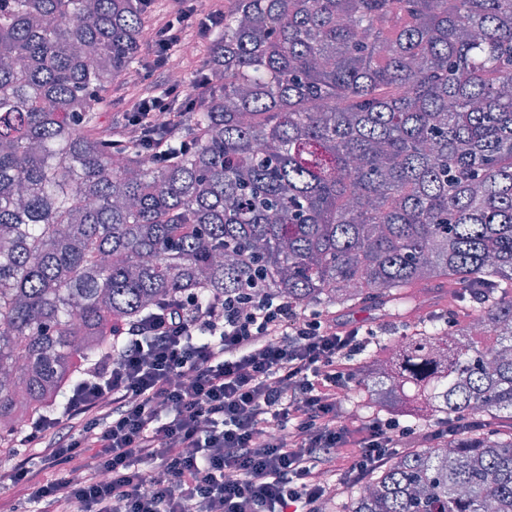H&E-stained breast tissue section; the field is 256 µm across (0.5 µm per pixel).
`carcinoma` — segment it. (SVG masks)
<instances>
[{
  "label": "carcinoma",
  "mask_w": 512,
  "mask_h": 512,
  "mask_svg": "<svg viewBox=\"0 0 512 512\" xmlns=\"http://www.w3.org/2000/svg\"><path fill=\"white\" fill-rule=\"evenodd\" d=\"M145 11L0 0V447L181 290L398 310L451 288L446 315L363 351L356 408L512 420V0H234L161 159L98 125ZM447 447L336 512H512V429Z\"/></svg>",
  "instance_id": "1"
}]
</instances>
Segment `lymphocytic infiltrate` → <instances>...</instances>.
Instances as JSON below:
<instances>
[{"label": "lymphocytic infiltrate", "mask_w": 512, "mask_h": 512, "mask_svg": "<svg viewBox=\"0 0 512 512\" xmlns=\"http://www.w3.org/2000/svg\"><path fill=\"white\" fill-rule=\"evenodd\" d=\"M150 34L153 62L119 95L116 142L177 134L190 92L158 89L174 51L224 25L199 0H175ZM165 123H158V114ZM372 329L249 290L199 302L182 293L113 327L112 348L65 389V405L20 429L0 495L25 491L36 512H326L338 487L400 453L476 429L352 417L351 360Z\"/></svg>", "instance_id": "lymphocytic-infiltrate-1"}]
</instances>
